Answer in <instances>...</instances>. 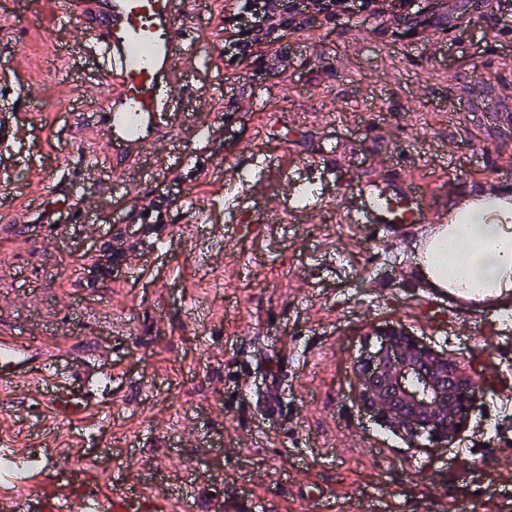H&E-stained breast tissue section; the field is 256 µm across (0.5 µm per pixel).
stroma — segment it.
Instances as JSON below:
<instances>
[{"label": "stroma", "mask_w": 512, "mask_h": 512, "mask_svg": "<svg viewBox=\"0 0 512 512\" xmlns=\"http://www.w3.org/2000/svg\"><path fill=\"white\" fill-rule=\"evenodd\" d=\"M411 2L354 0L278 30L249 65L229 53L256 22L244 0H191L181 118L119 167L95 44L48 0H0V101L21 107L0 211L27 224L0 233V336L112 368L84 421L0 392V448L191 481L218 512H512V321L418 286L425 225L383 236L344 219L346 185L391 167L439 224L456 198L512 189V0ZM34 169L83 184L47 228L15 191ZM386 325L476 371L448 447L361 407L354 363Z\"/></svg>", "instance_id": "obj_1"}]
</instances>
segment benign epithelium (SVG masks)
<instances>
[{"mask_svg": "<svg viewBox=\"0 0 512 512\" xmlns=\"http://www.w3.org/2000/svg\"><path fill=\"white\" fill-rule=\"evenodd\" d=\"M295 0H266L269 28L300 26L304 11ZM379 345L356 362L361 406L394 433L448 447L467 422L481 391L459 362L403 327L376 332Z\"/></svg>", "mask_w": 512, "mask_h": 512, "instance_id": "obj_1", "label": "benign epithelium"}]
</instances>
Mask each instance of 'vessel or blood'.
Segmentation results:
<instances>
[{"instance_id": "b4317fda", "label": "vessel or blood", "mask_w": 512, "mask_h": 512, "mask_svg": "<svg viewBox=\"0 0 512 512\" xmlns=\"http://www.w3.org/2000/svg\"><path fill=\"white\" fill-rule=\"evenodd\" d=\"M64 25L87 34L110 62L101 121L104 146L116 163L141 154L167 135L177 121L168 105L174 96L172 75L195 58L193 40L184 24L187 0H55ZM76 196L75 182L50 176L40 179L31 207H42L58 191ZM356 204L346 212L350 224H376L387 232L427 223L415 190L396 179L368 181L355 190ZM112 384V369L89 372L60 369L41 346L18 336H0V389L30 387L40 399L66 417L91 406L92 393ZM12 464L0 470V485L29 486L32 512H205L196 491L181 494L145 484L114 470L100 479L97 470L75 464L56 449L43 451L36 463L26 448L10 449Z\"/></svg>"}]
</instances>
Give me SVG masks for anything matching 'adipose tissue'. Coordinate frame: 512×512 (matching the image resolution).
<instances>
[{
  "label": "adipose tissue",
  "mask_w": 512,
  "mask_h": 512,
  "mask_svg": "<svg viewBox=\"0 0 512 512\" xmlns=\"http://www.w3.org/2000/svg\"><path fill=\"white\" fill-rule=\"evenodd\" d=\"M414 273L427 288L473 307L512 309V196L458 204L416 247Z\"/></svg>",
  "instance_id": "1"
}]
</instances>
